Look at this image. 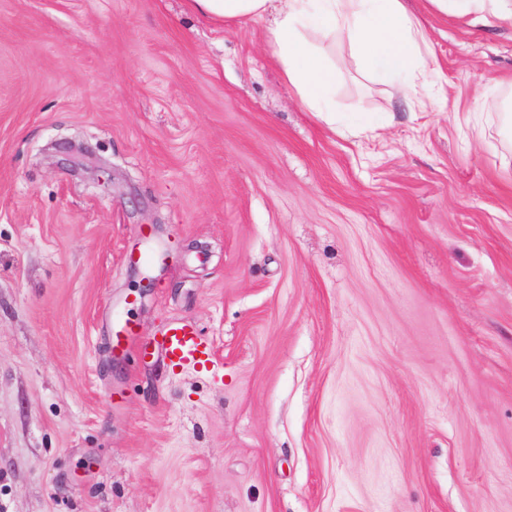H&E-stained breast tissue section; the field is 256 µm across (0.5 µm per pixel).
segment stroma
<instances>
[{
    "label": "stroma",
    "mask_w": 512,
    "mask_h": 512,
    "mask_svg": "<svg viewBox=\"0 0 512 512\" xmlns=\"http://www.w3.org/2000/svg\"><path fill=\"white\" fill-rule=\"evenodd\" d=\"M408 3L433 92L337 47L353 133L261 22L0 0V512H512V27ZM121 317L213 365L112 358ZM485 104L498 114L501 133L512 142V88L510 95L504 96L500 93L488 94L485 98Z\"/></svg>",
    "instance_id": "stroma-1"
}]
</instances>
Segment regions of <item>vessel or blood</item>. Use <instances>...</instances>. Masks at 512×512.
I'll return each mask as SVG.
<instances>
[{
  "label": "vessel or blood",
  "instance_id": "b4317fda",
  "mask_svg": "<svg viewBox=\"0 0 512 512\" xmlns=\"http://www.w3.org/2000/svg\"><path fill=\"white\" fill-rule=\"evenodd\" d=\"M112 346L122 352L135 346L145 352H158L174 368L204 369L213 361L212 345L201 337L195 323L187 319L169 321L145 340L133 321H121L112 331Z\"/></svg>",
  "mask_w": 512,
  "mask_h": 512
}]
</instances>
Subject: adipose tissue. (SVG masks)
<instances>
[{
  "label": "adipose tissue",
  "instance_id": "ef3b65f1",
  "mask_svg": "<svg viewBox=\"0 0 512 512\" xmlns=\"http://www.w3.org/2000/svg\"><path fill=\"white\" fill-rule=\"evenodd\" d=\"M431 11L473 23L512 26V0H427ZM188 10L216 28L244 20L266 23L283 78L308 111L338 122L336 68L321 45L338 39L366 77L388 82L407 99L433 72L419 19L406 0H186Z\"/></svg>",
  "mask_w": 512,
  "mask_h": 512
}]
</instances>
